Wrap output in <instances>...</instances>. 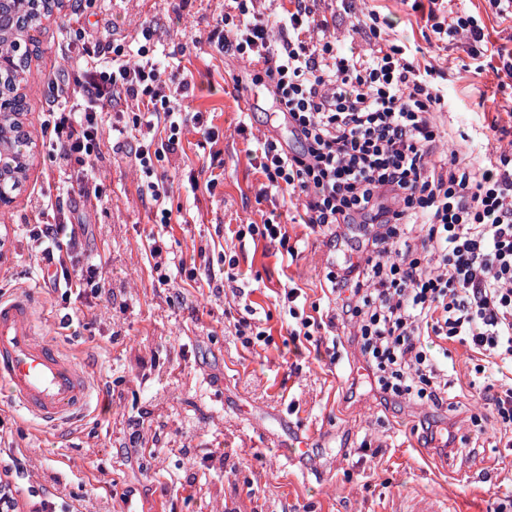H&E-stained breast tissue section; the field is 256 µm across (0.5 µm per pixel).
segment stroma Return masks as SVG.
I'll return each mask as SVG.
<instances>
[{
  "label": "stroma",
  "mask_w": 512,
  "mask_h": 512,
  "mask_svg": "<svg viewBox=\"0 0 512 512\" xmlns=\"http://www.w3.org/2000/svg\"><path fill=\"white\" fill-rule=\"evenodd\" d=\"M230 6V0H118L106 12L102 0H68L33 34L26 115L33 164L21 192L0 211V292L36 295L40 330L86 370L94 399L80 420L54 428L17 412L0 416V458L19 465L9 482L20 512H28L33 489L77 512H123L128 498L142 512H492L512 496V447L492 420L482 438L474 436L469 417L481 377L470 351L448 346L454 406L437 422L453 432L454 442L421 447L412 428L424 407L387 410L359 388L363 370L353 345L340 348L333 362L323 347L296 350L288 334L276 294L291 280L308 302L318 301L326 247L305 240L297 224L288 227L299 248L294 260L277 244L229 233L232 225L263 223L271 208L294 210L289 199L257 204L250 142L233 132L251 101L254 135L273 134L278 121L264 87L244 79L234 89L240 61L206 41ZM372 10L390 39L423 44L419 16L403 0H357L351 13L331 10L328 0L321 5L345 45L363 44L358 20ZM76 14L103 42L128 44L151 27L168 64L166 78L190 82L183 150L163 163L168 205L182 223L156 224L141 197L146 176L111 140L85 164L61 170L49 162L44 120L67 87L65 44ZM428 54L444 74L451 134L512 109V87L500 88L490 65L476 66L453 45L429 47ZM197 111L218 131L216 143L202 144L191 121ZM214 159L223 174L209 191ZM192 174L200 182L195 191L186 186ZM85 175L100 184L102 205L67 192L70 181ZM47 201L59 203L77 224L75 263H100L101 294L65 301L44 284L25 227ZM155 244L170 258L162 275L154 269ZM227 256L249 278L247 298L207 282L206 269H222ZM190 257L199 267L193 278L179 265ZM77 311L92 314L88 327L63 328V316ZM244 316L267 331V345L242 347L234 326ZM277 413L286 416L289 434L306 440L302 464L289 465L279 452ZM382 442L385 452L371 455Z\"/></svg>",
  "instance_id": "stroma-1"
}]
</instances>
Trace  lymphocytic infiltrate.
<instances>
[{
	"mask_svg": "<svg viewBox=\"0 0 512 512\" xmlns=\"http://www.w3.org/2000/svg\"><path fill=\"white\" fill-rule=\"evenodd\" d=\"M446 2L412 0L425 40L459 42L472 59L497 61L498 72L512 80V51L490 45L480 18L463 9L449 13ZM235 3L212 38L224 53L257 63L255 76L288 132L284 141L258 138L251 149L262 177L255 198H300L293 223L352 255L327 266L332 307L305 306L298 285L284 289L293 341L348 336L367 385L385 405L419 403L435 412L450 405L448 371L436 352L458 343L484 358L478 395L503 430L512 429V387H497L512 375V153L493 143L507 128L494 121L461 133V149L439 153L448 99L438 73L421 47L383 38L377 12L364 23L369 39L359 51L328 37L321 0H276L270 11L256 9L255 0ZM142 37L132 51L82 42L70 107L44 121L48 157L98 152L106 108L134 101L127 156L148 179L160 223L170 224L157 170L181 145L172 116L190 86L164 79L151 31ZM164 119L169 125L159 141L154 129ZM32 236L42 245L36 259L63 299L102 290L97 267L71 270L74 234L67 224L34 225Z\"/></svg>",
	"mask_w": 512,
	"mask_h": 512,
	"instance_id": "f902f5d3",
	"label": "lymphocytic infiltrate"
}]
</instances>
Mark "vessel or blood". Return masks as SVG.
I'll list each match as a JSON object with an SVG mask.
<instances>
[{
	"instance_id": "vessel-or-blood-1",
	"label": "vessel or blood",
	"mask_w": 512,
	"mask_h": 512,
	"mask_svg": "<svg viewBox=\"0 0 512 512\" xmlns=\"http://www.w3.org/2000/svg\"><path fill=\"white\" fill-rule=\"evenodd\" d=\"M37 312L29 292L0 295V387L8 407L56 425L80 415L92 386L86 372L43 336Z\"/></svg>"
}]
</instances>
